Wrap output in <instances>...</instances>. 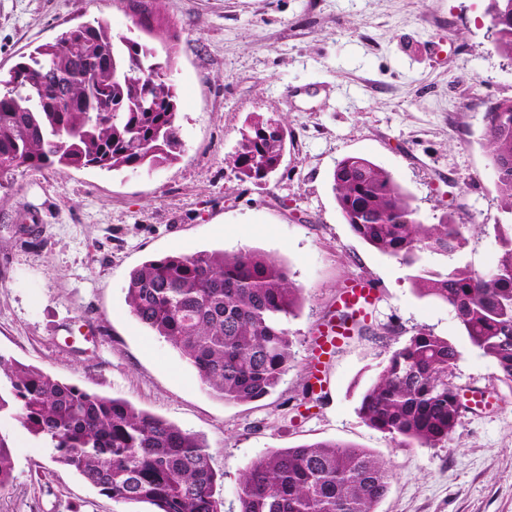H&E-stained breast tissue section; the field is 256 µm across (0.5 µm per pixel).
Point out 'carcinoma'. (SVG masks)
Wrapping results in <instances>:
<instances>
[{
    "label": "carcinoma",
    "mask_w": 512,
    "mask_h": 512,
    "mask_svg": "<svg viewBox=\"0 0 512 512\" xmlns=\"http://www.w3.org/2000/svg\"><path fill=\"white\" fill-rule=\"evenodd\" d=\"M499 55L512 60V11L489 17ZM153 46L111 34L102 21L73 26L0 78V182L20 168H99L137 172L178 161V96L173 68ZM483 139L500 206L512 216V100L484 113ZM287 130L253 116L239 130L229 164L242 183L280 168ZM336 202L354 233L412 270L424 297L450 306L470 343L512 386V231L497 228L500 256L479 272L454 264L417 266L419 254L453 258L468 244L467 226L451 215L438 224L415 218L391 174L362 156L333 171ZM273 256L256 250L198 251L146 261L130 274L132 316L174 346L203 385L226 404L269 395L288 370V318L302 302ZM453 341L419 330L381 366L358 414L404 447L452 439L470 407L450 381ZM7 412L51 460L119 504L151 512H222L223 475L197 435L139 409L60 381L36 366L0 358V413ZM12 444L0 433V490L13 481ZM386 462L367 448L319 441L269 452L240 475L236 512H376L389 490Z\"/></svg>",
    "instance_id": "cac0c4a2"
}]
</instances>
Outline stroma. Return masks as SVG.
<instances>
[{"label": "stroma", "instance_id": "stroma-1", "mask_svg": "<svg viewBox=\"0 0 512 512\" xmlns=\"http://www.w3.org/2000/svg\"><path fill=\"white\" fill-rule=\"evenodd\" d=\"M489 0H0V72L70 27L173 53L181 159L150 171L19 169L0 186V358L127 400L198 435L236 512L240 473L277 448L339 440L392 473L377 512H512V387L460 330L448 304L420 296L408 268L346 223L338 160L390 172L424 224L472 226L456 261L499 255L505 214L484 147L483 116L512 99V60L491 50ZM253 115L288 130L280 170L257 185L226 159ZM255 249L281 260L304 299L288 330L290 367L269 395L227 405L163 338L131 315L125 288L144 262L173 253ZM354 279L378 288L362 333L327 359L306 393L309 339ZM452 339V382L487 394L450 442L408 448L357 414L380 366L417 330ZM15 479L0 512H146L118 504L53 463L10 416Z\"/></svg>", "mask_w": 512, "mask_h": 512}]
</instances>
